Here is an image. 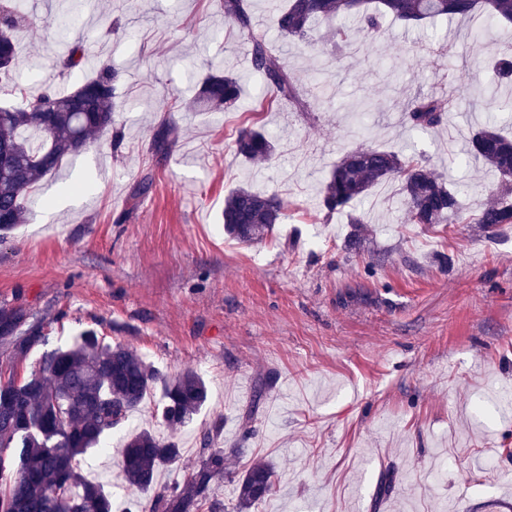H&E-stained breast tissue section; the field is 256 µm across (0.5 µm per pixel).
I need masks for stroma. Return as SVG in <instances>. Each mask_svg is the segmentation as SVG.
<instances>
[{
    "label": "stroma",
    "mask_w": 512,
    "mask_h": 512,
    "mask_svg": "<svg viewBox=\"0 0 512 512\" xmlns=\"http://www.w3.org/2000/svg\"><path fill=\"white\" fill-rule=\"evenodd\" d=\"M219 2L22 0L24 65L0 84V106L91 76L57 67L78 39L117 73L122 137L93 136L26 198L23 223L0 241V306L34 313L49 348L91 326L164 375L200 373L209 398L158 482L182 483L201 435L216 431L230 457L216 489L224 512L235 474L257 459L278 485L251 512H512V228L410 223L389 183L359 205L366 231L351 250L347 215L319 206L336 161L367 144L405 149L479 211L494 179L464 144L486 122L512 121V88H484L478 73L512 27L393 23L338 53L289 43L272 28L274 0H251L254 29L301 84L299 109L253 74ZM224 67L243 86L237 109L192 108L208 69ZM450 75L464 86L456 112L439 131L410 128L404 100ZM165 118L160 159L152 139ZM252 126L275 143L267 160L236 153ZM241 186L285 203L257 245L224 232V198ZM149 422L166 435L154 413H136L83 470L118 474L122 438Z\"/></svg>",
    "instance_id": "1"
}]
</instances>
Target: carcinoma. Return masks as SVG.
Returning <instances> with one entry per match:
<instances>
[{"instance_id": "carcinoma-1", "label": "carcinoma", "mask_w": 512, "mask_h": 512, "mask_svg": "<svg viewBox=\"0 0 512 512\" xmlns=\"http://www.w3.org/2000/svg\"><path fill=\"white\" fill-rule=\"evenodd\" d=\"M224 22L252 44L253 73L277 93L299 102L298 83L262 35L255 32L249 0H222ZM468 16L512 24V0H283L274 13L280 35L309 42L313 26L328 24L336 50L352 43L341 20L357 21V32L378 39L389 23L419 24L448 16ZM25 21L17 7L0 10V82L16 64L13 31ZM117 74L102 67L74 90L47 89L23 108L0 107V238L24 219L22 201L43 177L54 174L65 158L80 153L91 136L114 125L113 85ZM493 86L512 83V52H503L487 69ZM234 75L208 73L196 102L214 110H233L240 100ZM457 105L456 91L418 94L403 105L407 124L434 130L445 112ZM35 130L42 141L33 145L23 132ZM168 122L153 136L152 149H168ZM469 152L481 158L498 180L493 199L472 216L452 188L427 166L394 150L364 146L345 154L321 189V205L330 216L353 211L372 189L395 182L401 203L413 224L512 225V134L494 124L475 131ZM237 154L249 161L270 157L273 142L263 130L244 129L236 139ZM285 206L275 196L240 187L224 198V232L241 243L263 241L281 223ZM43 322L22 306L0 307V345L17 363L48 344ZM161 382L164 438L149 429L131 434L123 445L125 482L151 493L149 512H224L214 486L224 478L227 456L213 447L208 433L201 439L198 461L181 486L157 484L161 468L177 463L181 448L174 433L190 422L208 399L205 380L193 370L159 380L157 371L132 346L104 342L96 330H83L74 342L41 354L38 368L27 377L0 379V512H112V495L83 475L86 456L103 453L113 428L129 420L147 394ZM275 472L261 459L252 461L236 483V512H250L274 490Z\"/></svg>"}]
</instances>
